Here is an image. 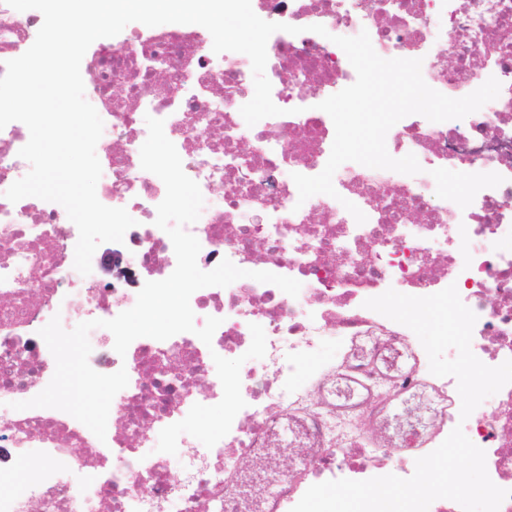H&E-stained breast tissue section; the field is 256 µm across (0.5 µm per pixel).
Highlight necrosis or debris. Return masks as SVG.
I'll list each match as a JSON object with an SVG mask.
<instances>
[{"instance_id": "4bbe7bcc", "label": "necrosis or debris", "mask_w": 512, "mask_h": 512, "mask_svg": "<svg viewBox=\"0 0 512 512\" xmlns=\"http://www.w3.org/2000/svg\"><path fill=\"white\" fill-rule=\"evenodd\" d=\"M254 2L265 21L301 29L267 42L265 74L283 113L254 126L240 114L254 90L250 59L214 53L204 27L129 30L84 60L85 97L104 122L97 197L136 221L124 247L138 285L99 286L74 269L79 233L60 204L6 198L25 165L18 152L29 131L17 121L0 130V512H291L314 484L410 477L421 449L458 426L485 451L493 483L511 492L499 512H512V384L461 418L455 378L423 376L428 358L408 331L363 305L391 288L428 296L456 285L477 315L473 353L491 367L512 359V0ZM42 24L41 12L20 15L0 0V76ZM314 24L326 35L311 32ZM363 31L380 57L421 60L426 83L448 97L491 77L500 94L463 123L414 114L395 124L386 141L397 156L414 154L420 174L342 166L333 177L337 197L299 201L293 174H319L335 137L319 105L356 79L332 38ZM149 116L163 120L204 198L188 227L201 245L199 268L227 259L248 275L192 294L196 326L222 320L211 344L189 332L141 337L121 356L109 330L90 332L91 367H123L129 377L111 403L119 423L101 440L63 411L13 405L54 374L39 335L53 316L65 328L77 318L112 319L133 307L139 284L176 267L172 242L155 224L165 185L140 162ZM273 128L279 136H270ZM451 168L467 177L456 197L443 186ZM347 200L364 223L344 208ZM254 271L294 278L301 290L290 296L251 279ZM253 323L265 331L266 355L240 371L246 406L230 432L210 448L188 438L177 466L158 459L153 434L194 404L221 400L213 358L244 354ZM331 336L348 344L341 363L308 369ZM361 424L379 434V448H368ZM20 457L44 464L23 494L12 489ZM287 459L291 478L270 482Z\"/></svg>"}]
</instances>
